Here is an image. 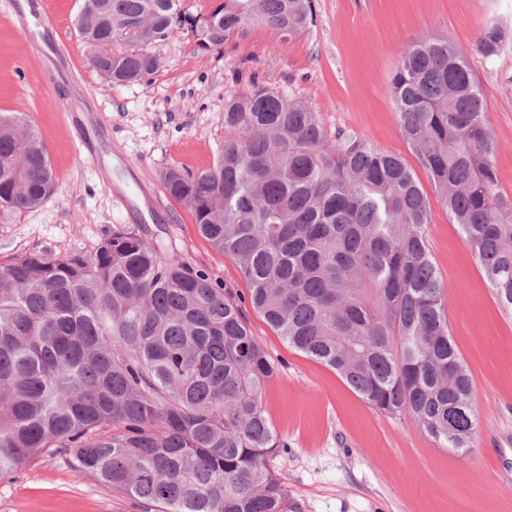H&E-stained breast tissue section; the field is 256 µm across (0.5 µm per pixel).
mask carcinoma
<instances>
[{
    "mask_svg": "<svg viewBox=\"0 0 512 512\" xmlns=\"http://www.w3.org/2000/svg\"><path fill=\"white\" fill-rule=\"evenodd\" d=\"M313 22L312 0H214L197 14L181 0H83L77 27L90 47L124 45L108 59L90 51L88 65L130 85L163 67L150 47L176 28L209 49L250 24L291 36ZM505 37L489 20L477 48L492 56ZM388 93L450 221L512 307V199L463 51L445 37L412 44ZM224 129L213 167L170 166L161 181L237 262L253 310L376 410L470 447L472 379L449 335L414 170L361 137H329L318 113L258 84L229 92ZM55 190L35 127L0 116V208L27 212ZM274 372L236 298L137 228L91 253L0 269V474L56 448L159 512H283L267 460L284 443L262 407Z\"/></svg>",
    "mask_w": 512,
    "mask_h": 512,
    "instance_id": "carcinoma-1",
    "label": "carcinoma"
}]
</instances>
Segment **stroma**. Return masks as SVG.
<instances>
[{
	"label": "stroma",
	"instance_id": "1",
	"mask_svg": "<svg viewBox=\"0 0 512 512\" xmlns=\"http://www.w3.org/2000/svg\"><path fill=\"white\" fill-rule=\"evenodd\" d=\"M27 2L0 0V115L25 114L38 129L57 190L36 210L0 216V266L27 254L89 253L112 230L138 226L166 255L248 298L237 263L165 195L160 171L212 167L224 142L227 94L256 82L314 109L329 134L367 139L416 165L387 86L402 51L434 35L468 55L497 143L499 187L512 198V0H314L315 22L299 35L252 25L209 52L192 32L176 29L152 46L164 67L130 86L87 67L80 0H44L57 18L53 31L33 13L26 26L13 22L15 5ZM490 18L508 37L487 58L476 40ZM60 33L79 83L50 82L47 59L29 56L30 42L48 44ZM93 112L101 115L97 130L87 125ZM431 209L426 239L445 286L449 333L473 381V446L467 453L440 447L408 417L374 410L245 305L248 327L276 367L262 406L285 443L268 461L287 490L284 512H512V309L498 301L439 199ZM0 512L145 508L75 473L52 450L0 477Z\"/></svg>",
	"mask_w": 512,
	"mask_h": 512
}]
</instances>
